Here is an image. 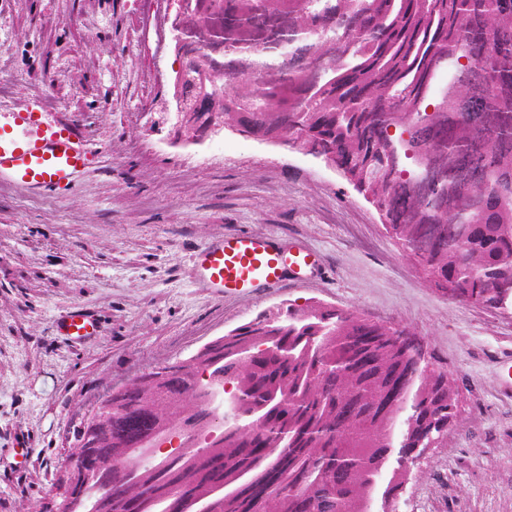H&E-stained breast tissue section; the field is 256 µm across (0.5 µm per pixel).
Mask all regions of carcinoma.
Masks as SVG:
<instances>
[{"label":"carcinoma","mask_w":512,"mask_h":512,"mask_svg":"<svg viewBox=\"0 0 512 512\" xmlns=\"http://www.w3.org/2000/svg\"><path fill=\"white\" fill-rule=\"evenodd\" d=\"M221 20L211 67L259 74L227 88L224 123L321 147L402 225L427 278L454 298L512 302V109L500 107L512 99V0H223ZM304 33L283 63L285 39ZM448 57L479 79L448 85L423 114ZM408 335L356 310L289 308L225 336L200 367L133 385L112 419L120 480L97 512H127L148 483L142 512L172 500L196 512L203 494L224 495L222 512H362L382 484L393 512L402 483L386 478V453L444 441L456 417L454 378L427 370ZM206 372L233 379L250 426L210 443L203 426L206 455L169 453L140 476L131 462L201 410Z\"/></svg>","instance_id":"1"}]
</instances>
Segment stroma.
I'll return each instance as SVG.
<instances>
[{
  "mask_svg": "<svg viewBox=\"0 0 512 512\" xmlns=\"http://www.w3.org/2000/svg\"><path fill=\"white\" fill-rule=\"evenodd\" d=\"M167 0H0V114L77 130L91 163L62 193L0 181V512H58L93 397L259 316L315 305L411 329L458 408L403 478L398 512H512V306L429 281L351 178L232 128L177 134ZM230 233L308 245L323 276L219 293L194 252ZM98 335L58 336L71 306Z\"/></svg>",
  "mask_w": 512,
  "mask_h": 512,
  "instance_id": "stroma-1",
  "label": "stroma"
}]
</instances>
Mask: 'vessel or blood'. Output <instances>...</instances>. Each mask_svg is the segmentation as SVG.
<instances>
[{
  "label": "vessel or blood",
  "instance_id": "b4317fda",
  "mask_svg": "<svg viewBox=\"0 0 512 512\" xmlns=\"http://www.w3.org/2000/svg\"><path fill=\"white\" fill-rule=\"evenodd\" d=\"M32 113L12 112L0 121V180L8 179L31 190H64L87 165L86 154L68 126L40 132ZM200 278L223 292L257 290L293 282L319 273L318 254L302 245L284 246L257 235L223 237L195 255ZM58 335L81 343L98 332L96 318L72 308L53 323Z\"/></svg>",
  "mask_w": 512,
  "mask_h": 512
}]
</instances>
